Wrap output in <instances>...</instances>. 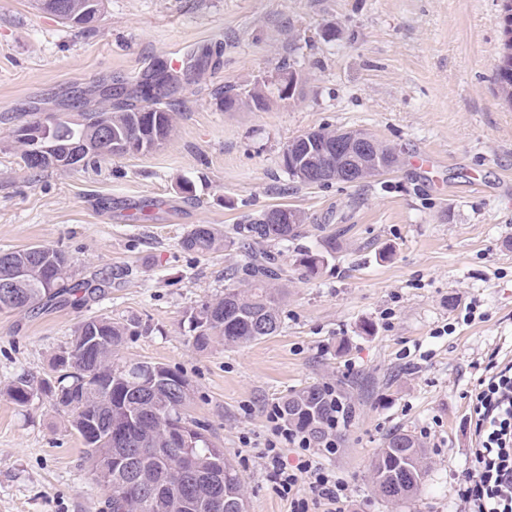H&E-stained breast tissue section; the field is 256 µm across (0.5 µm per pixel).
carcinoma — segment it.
<instances>
[{
	"mask_svg": "<svg viewBox=\"0 0 512 512\" xmlns=\"http://www.w3.org/2000/svg\"><path fill=\"white\" fill-rule=\"evenodd\" d=\"M501 51L494 72L500 93L512 104V32H503ZM170 78L156 71L142 85V103L112 102L107 94L96 110L79 114V123L56 117L53 138L60 144L84 138L97 141L107 126L114 143H130L145 152L167 141L175 128L177 112L161 105L168 95ZM268 97L254 87L244 96H224L227 110L246 107L263 110ZM319 142L302 141L283 150L280 164L289 179L300 186L308 150L336 152V129L317 130ZM25 166L40 172L64 170L68 164L42 165L33 160L34 146L14 137ZM261 213L236 229L249 258L243 266L241 285L224 289V294L200 301L188 317L192 345L205 350L222 341L226 345L247 344L278 335L282 330L281 305L286 291L281 284L284 269L280 252L256 251L253 244L274 242L288 245L297 234L305 215L296 211L295 224H267ZM321 250L306 252L298 265L313 274L334 257L340 248L336 233L321 239ZM182 247L200 255L224 248V235L209 224H198L183 238ZM70 262L60 250L42 246L0 252V282L16 281L15 300L0 311L26 313L71 290L75 293L99 290L90 283L71 281ZM139 323L99 317L80 323L70 345L53 359L55 376H20L6 390L19 408L32 405L41 395L52 397L55 405L72 415V428L81 438L85 458L95 479L104 484L109 512H233L244 496L242 478L224 456V449L208 437L207 427L188 413L192 401L189 379L181 372L155 362L119 357L125 337L139 334ZM288 424L319 441L325 421L333 413L319 385L293 390L282 401ZM124 429L127 438L110 437V431ZM138 458L137 476L130 480L121 462L128 455ZM192 458V469L182 470V456ZM425 450L411 432L397 429L388 434L371 467V477L380 495L388 501L409 499L417 494L427 476ZM150 486L165 491L152 499L142 492Z\"/></svg>",
	"mask_w": 512,
	"mask_h": 512,
	"instance_id": "1",
	"label": "carcinoma"
}]
</instances>
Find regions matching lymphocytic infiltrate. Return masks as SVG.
<instances>
[{"instance_id": "f902f5d3", "label": "lymphocytic infiltrate", "mask_w": 512, "mask_h": 512, "mask_svg": "<svg viewBox=\"0 0 512 512\" xmlns=\"http://www.w3.org/2000/svg\"><path fill=\"white\" fill-rule=\"evenodd\" d=\"M468 425L475 445L470 463L454 477L461 512H512V362L489 357L483 374L468 395ZM268 436L259 452L266 475L290 512H347L351 502L347 480L326 466L324 456L336 452V422L328 420L320 442L288 425L279 404L264 409ZM294 448L287 463L284 448Z\"/></svg>"}]
</instances>
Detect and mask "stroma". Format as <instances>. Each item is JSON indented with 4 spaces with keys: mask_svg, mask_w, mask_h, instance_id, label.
Segmentation results:
<instances>
[{
    "mask_svg": "<svg viewBox=\"0 0 512 512\" xmlns=\"http://www.w3.org/2000/svg\"><path fill=\"white\" fill-rule=\"evenodd\" d=\"M501 0H104L92 28L69 27L36 0H0V251L46 245L74 278L100 283L78 303L0 311V512H103L106 489L83 459L71 417L47 398L20 409V375L52 373L75 328L135 319L149 333L120 354L183 373L189 412L244 483L247 512H289L243 431L264 438L262 409L290 391L332 383L352 416L325 463L351 489L349 512H454V475L473 445L467 393L490 354L512 361V105L494 75ZM181 54L168 102L171 138L151 151L68 170H28L13 132L28 120L136 100L160 63ZM301 90H279L287 72ZM262 87L265 110H224V91ZM324 126L394 147L396 169L367 180L293 184L286 145ZM427 153L437 164L414 166ZM195 186L184 198L179 181ZM287 204L306 215L282 252L283 332L200 351L187 316L223 294L243 263L235 228ZM219 228L205 256L182 240ZM341 244L306 275L301 253L325 230ZM477 302L481 319L467 323ZM405 429L427 452L417 497L389 501L371 463ZM182 247L205 255L224 248V235L209 224H198L183 238Z\"/></svg>",
    "mask_w": 512,
    "mask_h": 512,
    "instance_id": "1",
    "label": "stroma"
}]
</instances>
